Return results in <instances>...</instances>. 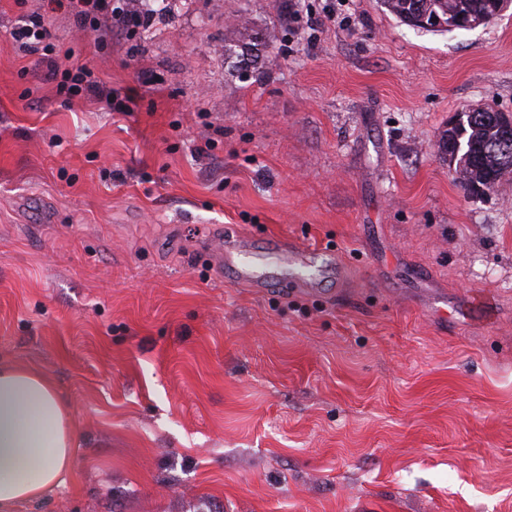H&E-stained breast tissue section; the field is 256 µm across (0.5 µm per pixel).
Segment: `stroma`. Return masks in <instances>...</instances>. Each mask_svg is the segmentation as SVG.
I'll return each mask as SVG.
<instances>
[{
    "label": "stroma",
    "mask_w": 512,
    "mask_h": 512,
    "mask_svg": "<svg viewBox=\"0 0 512 512\" xmlns=\"http://www.w3.org/2000/svg\"><path fill=\"white\" fill-rule=\"evenodd\" d=\"M31 15L111 102L57 94L11 43ZM480 107L512 114L510 11L169 0L107 31L0 0V363L50 375L79 442L17 512H512V174L471 195L439 149ZM220 224L343 277L240 286ZM418 1L417 9L430 11V14L433 12L431 7L436 5L438 1L436 0H383V5L387 9V11L395 16L400 22L409 25L411 27L420 28V29H434V28H426V27H436L447 29L445 31H451L448 29H473L480 25H483L486 20L485 19H473L470 15L462 14V18H458L459 14L451 15L446 14L444 17L434 15L433 17H428V15L422 16L419 23L422 26L411 25L407 21L412 15L414 10V2ZM277 250L280 253V264L291 271L292 282L296 291L310 292L314 279L312 271L313 252L317 249L294 240H277Z\"/></svg>",
    "instance_id": "stroma-1"
}]
</instances>
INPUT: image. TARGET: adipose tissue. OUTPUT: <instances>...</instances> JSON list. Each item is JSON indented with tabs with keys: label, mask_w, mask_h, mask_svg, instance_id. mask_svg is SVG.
Listing matches in <instances>:
<instances>
[{
	"label": "adipose tissue",
	"mask_w": 512,
	"mask_h": 512,
	"mask_svg": "<svg viewBox=\"0 0 512 512\" xmlns=\"http://www.w3.org/2000/svg\"><path fill=\"white\" fill-rule=\"evenodd\" d=\"M77 448L69 405L51 378L30 364L0 365V512L63 483Z\"/></svg>",
	"instance_id": "adipose-tissue-1"
}]
</instances>
